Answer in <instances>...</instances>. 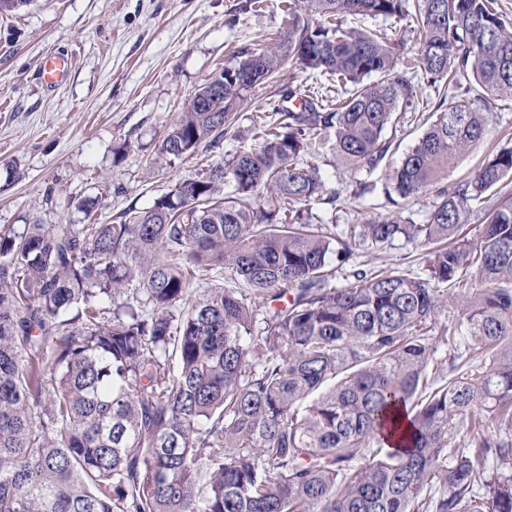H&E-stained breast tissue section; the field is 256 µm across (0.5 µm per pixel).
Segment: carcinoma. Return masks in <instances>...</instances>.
<instances>
[{"label": "carcinoma", "mask_w": 512, "mask_h": 512, "mask_svg": "<svg viewBox=\"0 0 512 512\" xmlns=\"http://www.w3.org/2000/svg\"><path fill=\"white\" fill-rule=\"evenodd\" d=\"M350 16L420 30L437 115L383 193L435 200L424 224L375 217L338 237L311 222L312 202L341 193L307 156L327 145L334 165L373 172L416 96L403 39ZM288 64L347 97L288 89L300 106H273L256 145L118 223L0 229V512H512V471L479 465L512 462V198L492 194L512 147L445 183L512 94V26L497 0H288V28L214 76L222 91L197 90L162 156L219 142ZM463 86L481 106H445ZM399 237L433 245L425 274L357 269L336 286L362 246ZM469 272L476 291L440 293ZM450 302L465 335L448 337L438 386L432 323Z\"/></svg>", "instance_id": "obj_1"}]
</instances>
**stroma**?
Returning <instances> with one entry per match:
<instances>
[{
    "mask_svg": "<svg viewBox=\"0 0 512 512\" xmlns=\"http://www.w3.org/2000/svg\"><path fill=\"white\" fill-rule=\"evenodd\" d=\"M243 0H31L0 14V226L112 224L131 208L144 209L175 183L223 162L238 149L237 131L280 99L288 83L307 84L299 67L264 81L241 110L234 130L214 146L167 164L159 145L167 127L186 110L195 91L239 53L277 36L288 24L281 0L257 13L242 12ZM68 56L66 82L48 87L40 79L48 52ZM399 69L413 75L417 95L404 122L388 127L392 151L369 179L374 193L354 196L356 174L335 167L328 151L314 159L327 188L342 193L334 207L317 204L313 221L330 232L400 209L425 223L433 197L386 204L382 188L391 168L422 134L434 92L407 43ZM512 144V97L499 101L489 131L448 171L449 182L465 177L491 151ZM428 246L398 238L364 246L344 272L396 263L420 273Z\"/></svg>",
    "mask_w": 512,
    "mask_h": 512,
    "instance_id": "1",
    "label": "stroma"
}]
</instances>
